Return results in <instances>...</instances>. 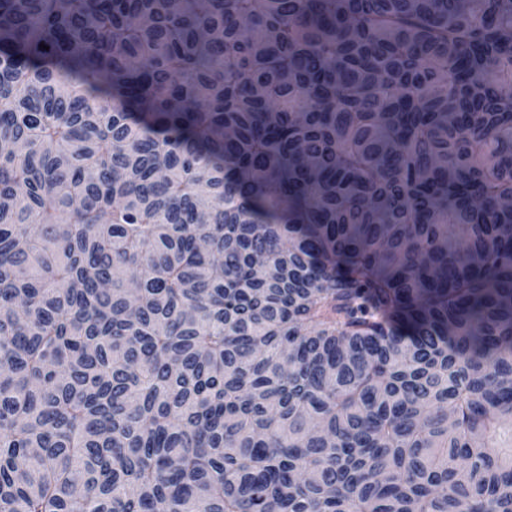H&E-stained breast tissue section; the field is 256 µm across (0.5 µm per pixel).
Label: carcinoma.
Wrapping results in <instances>:
<instances>
[{
    "instance_id": "1",
    "label": "carcinoma",
    "mask_w": 512,
    "mask_h": 512,
    "mask_svg": "<svg viewBox=\"0 0 512 512\" xmlns=\"http://www.w3.org/2000/svg\"><path fill=\"white\" fill-rule=\"evenodd\" d=\"M0 512H512V0H0Z\"/></svg>"
}]
</instances>
